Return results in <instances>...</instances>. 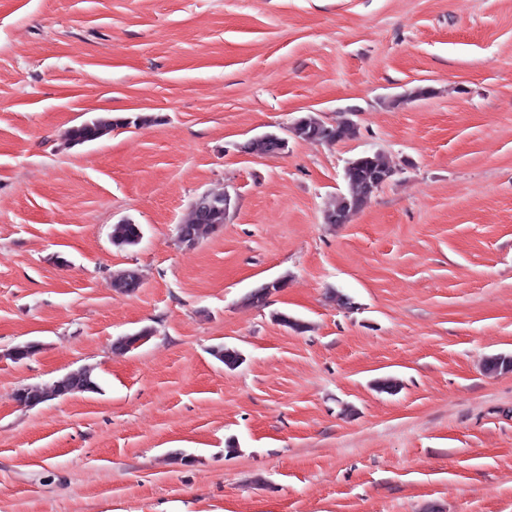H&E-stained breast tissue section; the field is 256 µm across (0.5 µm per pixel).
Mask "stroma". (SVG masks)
I'll use <instances>...</instances> for the list:
<instances>
[{"label": "stroma", "instance_id": "obj_1", "mask_svg": "<svg viewBox=\"0 0 512 512\" xmlns=\"http://www.w3.org/2000/svg\"><path fill=\"white\" fill-rule=\"evenodd\" d=\"M348 110L354 139L289 132ZM114 111L149 121L68 140ZM267 133L284 154L244 152ZM365 152L394 175L326 223ZM205 193L229 194L224 224L182 245ZM495 356L512 0H0V512H512ZM82 367L98 391L16 398ZM142 239L140 224L125 221L112 227V243L116 247L128 248L137 246Z\"/></svg>", "mask_w": 512, "mask_h": 512}]
</instances>
